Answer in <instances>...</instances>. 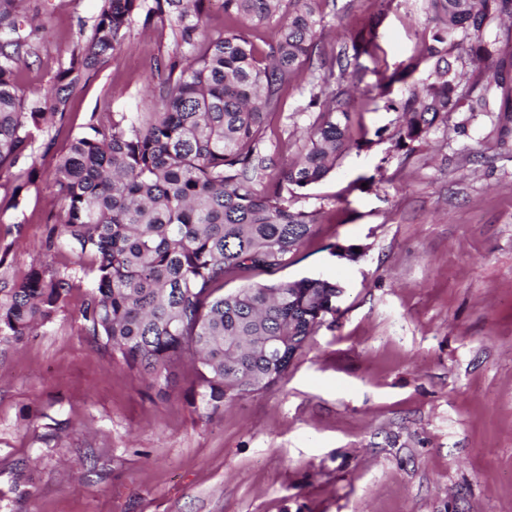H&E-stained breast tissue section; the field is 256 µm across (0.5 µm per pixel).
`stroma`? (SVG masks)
<instances>
[{"label": "stroma", "mask_w": 512, "mask_h": 512, "mask_svg": "<svg viewBox=\"0 0 512 512\" xmlns=\"http://www.w3.org/2000/svg\"><path fill=\"white\" fill-rule=\"evenodd\" d=\"M100 6L23 0L37 49L23 89L51 86ZM373 17L378 57L343 81L352 146L288 199L316 212L310 236L287 268L224 285L326 278L343 288L335 312L274 388L210 416L192 365L157 396L85 333L87 290L73 289L50 324L0 350V512H512V152L480 123L458 134L453 114L410 154L378 136L396 118L379 74L418 56L432 22L426 0H336L317 29L324 57ZM174 49L168 30L131 27L52 127L51 151L35 146L20 208L0 187V251L16 273L79 269L68 248L44 249L56 163L89 119L146 111L155 61ZM331 91L307 68L285 90L260 144L266 178L303 150L311 96Z\"/></svg>", "instance_id": "35a3bbf8"}]
</instances>
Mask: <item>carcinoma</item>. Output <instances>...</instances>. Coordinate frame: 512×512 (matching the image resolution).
I'll use <instances>...</instances> for the list:
<instances>
[{
	"instance_id": "obj_1",
	"label": "carcinoma",
	"mask_w": 512,
	"mask_h": 512,
	"mask_svg": "<svg viewBox=\"0 0 512 512\" xmlns=\"http://www.w3.org/2000/svg\"><path fill=\"white\" fill-rule=\"evenodd\" d=\"M19 2L0 0V180L15 209L36 180L29 159L37 138L50 150L49 123L64 118L82 80L112 60L132 22L168 26L175 43L173 54L156 61L151 111L122 112L107 125L89 120L56 167L60 220L45 248L63 245L90 259L80 277L89 288L84 330L127 368L150 375L160 392L192 358L197 395L210 415L272 388L315 333L339 284L304 277L225 294L224 281L292 261L315 213L291 209L283 193L321 181L350 148L349 101L334 90L307 131L300 160L258 190L268 169L261 132L303 66L319 64L326 84L359 69L361 56L375 57L377 24L358 31L328 64L316 42L326 0H291L277 38L263 49L229 28L206 31L209 0H102L52 89L27 93L18 73L36 49ZM427 2L433 27L422 56L381 84H402L400 97L386 102L398 114L395 148L414 150L456 113L459 132L479 118L488 136L511 150L512 52L503 54L502 43L512 32L502 39L492 28L512 16V0ZM283 6L223 0L227 21L244 17L256 27ZM423 62L426 82L409 81ZM8 255L0 254V346L50 323L80 279L43 265L17 276Z\"/></svg>"
}]
</instances>
